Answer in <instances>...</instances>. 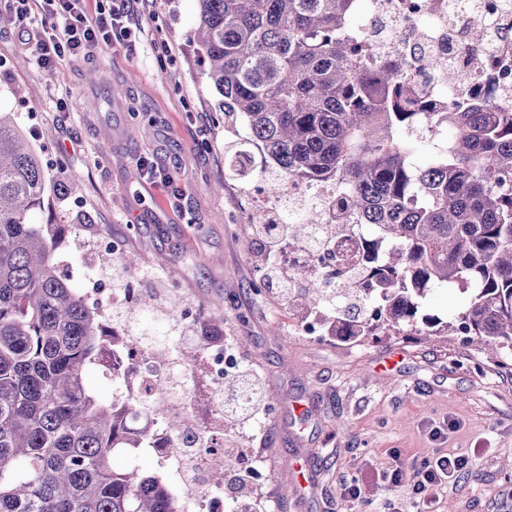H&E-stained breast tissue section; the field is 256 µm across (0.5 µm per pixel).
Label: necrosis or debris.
<instances>
[{
  "label": "necrosis or debris",
  "mask_w": 512,
  "mask_h": 512,
  "mask_svg": "<svg viewBox=\"0 0 512 512\" xmlns=\"http://www.w3.org/2000/svg\"><path fill=\"white\" fill-rule=\"evenodd\" d=\"M357 28L366 35L376 58L404 61L410 81L426 90L429 106L446 111L449 103L493 89L503 105H512V40L503 27L512 22V0H367ZM483 22L480 45L468 41L473 19ZM427 54L456 71L448 82L441 70L424 67L419 55ZM354 258L368 265L374 246L362 224L353 223L336 232L317 248L285 247L283 257L290 272L318 262L321 255ZM61 275L80 278L82 296L99 305L104 315L127 308L130 291L108 288L101 271L91 262H61ZM116 341L130 329L112 323ZM153 336L142 334L136 345L124 346L109 358L113 398L130 403V421H139L157 393H164L163 410L154 411L149 452L163 472L180 512H228L224 494V405L248 400L247 391L225 392L226 379L236 376L241 361L227 342L202 343L193 336L171 337L173 355L155 357ZM185 413L194 418L191 431L173 435L169 415Z\"/></svg>",
  "instance_id": "obj_1"
}]
</instances>
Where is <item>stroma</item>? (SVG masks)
Segmentation results:
<instances>
[{
    "mask_svg": "<svg viewBox=\"0 0 512 512\" xmlns=\"http://www.w3.org/2000/svg\"><path fill=\"white\" fill-rule=\"evenodd\" d=\"M196 17V0H139L130 42L52 68L21 40L41 37L39 10L0 28V112L23 128L51 182L77 179L75 197L55 198L51 221L121 241L156 309L195 307L188 335L214 328L234 343L263 396L259 423L243 432L270 472L269 512H383L388 501L413 512L412 479L368 480L392 448L471 454L438 512H512V374L478 368L461 334L358 345L295 332L302 309L267 288L254 201L229 172L225 148L238 134L188 39ZM144 158L183 189L178 208L143 179ZM297 461L310 473L302 491ZM358 481L362 497L348 503L341 489Z\"/></svg>",
    "mask_w": 512,
    "mask_h": 512,
    "instance_id": "obj_1",
    "label": "stroma"
}]
</instances>
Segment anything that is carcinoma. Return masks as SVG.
<instances>
[{
	"label": "carcinoma",
	"instance_id": "1",
	"mask_svg": "<svg viewBox=\"0 0 512 512\" xmlns=\"http://www.w3.org/2000/svg\"><path fill=\"white\" fill-rule=\"evenodd\" d=\"M190 37L224 115L242 122L269 191L289 183L338 182L343 229L358 220L379 246L370 266L343 275L308 268L305 299L327 335L454 336L464 332L512 369V112L464 99L446 112L413 111L403 64L376 61L354 34L363 0H196ZM433 127L444 142L410 131ZM233 176H250L251 153L226 147ZM50 185L19 124L0 113V512H180L156 474L113 462L144 448L148 423L126 425L127 408L86 381L103 368L98 312L57 271L63 224H35ZM310 209L296 237L322 224ZM367 283L370 294L354 288ZM469 294L444 321L424 313L435 288ZM142 325L165 328L136 298Z\"/></svg>",
	"mask_w": 512,
	"mask_h": 512
}]
</instances>
